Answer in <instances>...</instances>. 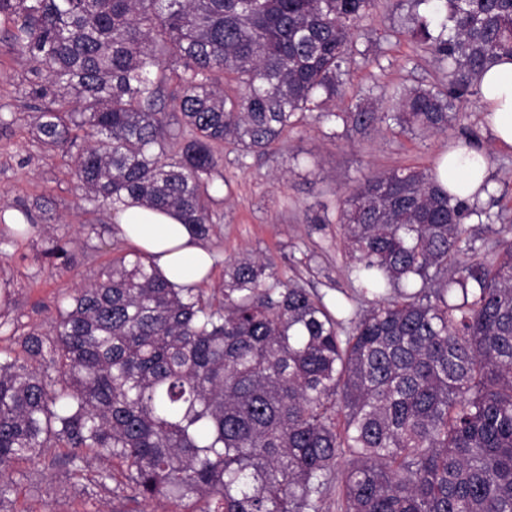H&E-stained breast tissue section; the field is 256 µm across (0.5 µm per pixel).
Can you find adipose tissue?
<instances>
[{
    "instance_id": "ef3b65f1",
    "label": "adipose tissue",
    "mask_w": 512,
    "mask_h": 512,
    "mask_svg": "<svg viewBox=\"0 0 512 512\" xmlns=\"http://www.w3.org/2000/svg\"><path fill=\"white\" fill-rule=\"evenodd\" d=\"M481 102L497 145L512 147V61L501 62L481 78ZM441 174L456 196L474 199L489 177L482 148L464 144L445 157ZM121 238L151 256L159 272L170 282L192 286L201 282L214 264L190 229L172 214L131 207L115 217Z\"/></svg>"
}]
</instances>
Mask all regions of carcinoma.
I'll return each mask as SVG.
<instances>
[{"mask_svg": "<svg viewBox=\"0 0 512 512\" xmlns=\"http://www.w3.org/2000/svg\"><path fill=\"white\" fill-rule=\"evenodd\" d=\"M434 2L412 35L448 81L340 108L376 0H0L32 64V126L74 158L82 199L173 212L201 240L224 145L260 156L319 111L418 137L512 60V0ZM438 165L375 170L337 224L371 307L338 318L272 258L224 287L122 253L0 351V512L21 459L66 448L69 485L132 512H512V236L482 257ZM65 266L76 253L56 242Z\"/></svg>", "mask_w": 512, "mask_h": 512, "instance_id": "cac0c4a2", "label": "carcinoma"}]
</instances>
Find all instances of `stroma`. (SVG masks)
Here are the masks:
<instances>
[{
	"label": "stroma",
	"instance_id": "stroma-1",
	"mask_svg": "<svg viewBox=\"0 0 512 512\" xmlns=\"http://www.w3.org/2000/svg\"><path fill=\"white\" fill-rule=\"evenodd\" d=\"M413 0H380L374 21L365 23L358 38L364 58L358 59L346 87V104L361 99L378 102L381 89L404 83L444 82L445 73L429 52L417 48L411 33ZM13 21L0 22V208L28 212L33 227L22 237L0 242V350L13 349L17 339L11 323L49 329L62 296L92 279L100 266L130 251L115 235H88L90 224H109V211H96L80 199L71 160L40 142L31 125L36 105L29 94L28 58L7 41ZM471 141L486 148L490 187L477 202L489 212L492 225L478 219L466 226L486 254H493L496 228L512 225V148L494 144L480 103L465 104L448 134L418 139L396 130L362 134L330 130L307 116L301 131L285 137L261 156L239 159L225 146L222 187L214 208V232L203 242L215 256L205 282L214 288L224 280L227 260L239 256L271 257L286 278L323 297L327 304L344 302L363 311L373 296L363 291L352 273L353 263L335 223L342 192L376 169L427 167L446 152L449 142ZM76 242L79 263L63 269L44 256L53 239ZM63 466L21 463L12 476L20 488L14 512H119L122 500L103 490L94 499L67 489ZM39 487L30 495L29 487Z\"/></svg>",
	"mask_w": 512,
	"mask_h": 512
}]
</instances>
